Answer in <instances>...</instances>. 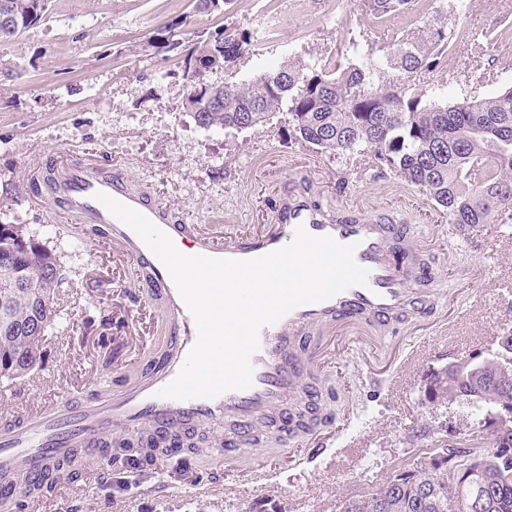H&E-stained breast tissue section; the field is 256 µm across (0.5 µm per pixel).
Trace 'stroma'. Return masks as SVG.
I'll use <instances>...</instances> for the list:
<instances>
[{
    "label": "stroma",
    "instance_id": "stroma-1",
    "mask_svg": "<svg viewBox=\"0 0 512 512\" xmlns=\"http://www.w3.org/2000/svg\"><path fill=\"white\" fill-rule=\"evenodd\" d=\"M468 3L458 26L484 34L512 25V0ZM228 22L264 29L256 51L271 65L298 58L320 65L339 51L354 62L382 58V27L359 0H230L211 12L198 10L196 0H51L42 23L0 44V64L16 72L0 81V208L9 223L26 225L59 255L65 274L37 372L42 384L0 380V411L20 414L47 395L121 385L166 343L132 263L56 214L49 186L33 189L35 172L56 155L118 169L184 222L220 224L228 232L274 223L276 194L302 183L317 203L342 214L394 213L444 284V315L409 318L397 328L403 341L396 346L364 329L359 336L379 365L418 346L429 354L384 388L348 354L318 371L320 389L339 392L324 408L355 405L361 444L344 449L337 422L330 426L336 452L309 465L299 461L300 439L261 443L253 456L272 468L276 491L243 481L208 448L139 468L109 456L97 470L59 480L42 495L17 490L8 512H336L343 498L367 493L399 467L458 440L470 407L432 408L425 377L453 358L496 352L512 329V223L462 236L425 194L395 175L291 142L282 112L239 132L198 126L182 107L187 58ZM457 62L449 57L446 70L426 78L428 97L454 100L512 86V41L488 46L478 61L496 72L491 84L451 77ZM444 421L449 431H441Z\"/></svg>",
    "mask_w": 512,
    "mask_h": 512
}]
</instances>
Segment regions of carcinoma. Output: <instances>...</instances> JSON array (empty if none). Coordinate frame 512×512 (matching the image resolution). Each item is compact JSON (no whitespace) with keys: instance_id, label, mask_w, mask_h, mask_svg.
<instances>
[{"instance_id":"cac0c4a2","label":"carcinoma","mask_w":512,"mask_h":512,"mask_svg":"<svg viewBox=\"0 0 512 512\" xmlns=\"http://www.w3.org/2000/svg\"><path fill=\"white\" fill-rule=\"evenodd\" d=\"M47 0H0V43L44 21ZM409 0H362L374 19L399 17ZM442 9L411 33L383 34L387 68L348 61L332 65L301 59L266 67L250 80H235L250 57L257 31L229 24L224 40L208 38L191 53L198 71L224 72V85L196 91L183 101L206 129L242 131L284 112L289 138L323 153L348 156L390 171L417 187L466 233L480 224L512 221V87L483 98L436 103L413 77L447 66L457 47L475 37L448 26ZM35 287H27L29 281ZM64 276L59 256L17 225L0 221V379L27 376L44 361L43 344L57 310L55 290ZM46 302L42 324L33 325L36 303ZM425 400L433 406L462 402L472 409L473 426L484 428L503 409H512V369L490 356L478 366L454 359L426 376ZM512 449V429L491 436L486 447L465 441L445 445L399 469L376 489L342 503L340 512H512V465L499 448ZM115 452L137 450L148 463L167 449L166 436L141 431L112 442Z\"/></svg>"}]
</instances>
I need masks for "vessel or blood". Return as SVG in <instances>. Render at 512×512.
Here are the masks:
<instances>
[{
    "label": "vessel or blood",
    "instance_id": "obj_1",
    "mask_svg": "<svg viewBox=\"0 0 512 512\" xmlns=\"http://www.w3.org/2000/svg\"><path fill=\"white\" fill-rule=\"evenodd\" d=\"M48 170L56 210L67 219L101 229L160 301L167 344L162 356L147 365L133 385L104 396L84 393L53 398L17 420L0 422L2 476L20 470L29 480H39L73 453L101 455L103 437L120 429L133 433L146 427L178 430L223 425L225 450L235 453L248 446L257 425L273 418L287 403H294L296 411H306L309 398L303 374L309 364L320 361L325 334L341 332V348L349 351L356 339L344 335V328L368 325L386 330L394 322L431 315L439 305V283L424 281L418 267L409 262L415 252L411 235L389 215H337L312 201L306 189L292 187L275 201V223L247 235H220L176 220L151 193L133 188L120 171L69 157L52 160ZM99 192L148 217L175 245L213 258L262 256L285 246L295 228L304 226L311 235L355 245L354 257L368 270V284L299 306L263 327L260 349L252 359V387L214 399L158 397V390L177 375L196 342L197 328L165 266L131 228L96 200Z\"/></svg>",
    "mask_w": 512,
    "mask_h": 512
}]
</instances>
